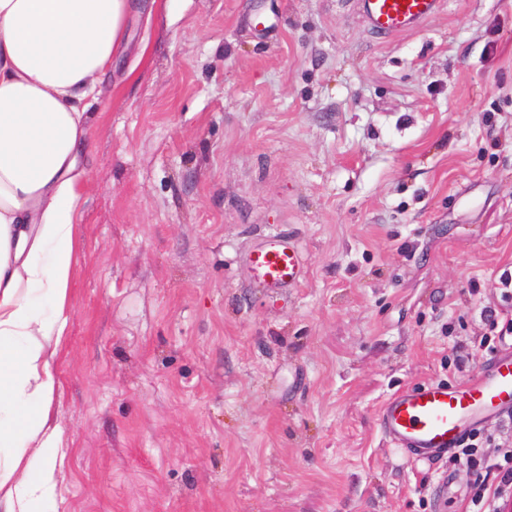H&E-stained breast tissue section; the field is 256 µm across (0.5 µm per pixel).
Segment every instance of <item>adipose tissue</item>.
<instances>
[{
	"mask_svg": "<svg viewBox=\"0 0 512 512\" xmlns=\"http://www.w3.org/2000/svg\"><path fill=\"white\" fill-rule=\"evenodd\" d=\"M135 0H0V512H59L52 401L88 101Z\"/></svg>",
	"mask_w": 512,
	"mask_h": 512,
	"instance_id": "obj_1",
	"label": "adipose tissue"
}]
</instances>
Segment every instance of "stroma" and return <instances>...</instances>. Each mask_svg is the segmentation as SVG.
<instances>
[{"label":"stroma","instance_id":"obj_1","mask_svg":"<svg viewBox=\"0 0 512 512\" xmlns=\"http://www.w3.org/2000/svg\"><path fill=\"white\" fill-rule=\"evenodd\" d=\"M138 2L79 153L59 512H467L484 470L377 413L512 316V0L386 38L359 0ZM268 233L300 287L252 286Z\"/></svg>","mask_w":512,"mask_h":512}]
</instances>
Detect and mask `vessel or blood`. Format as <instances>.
<instances>
[{"instance_id": "b4317fda", "label": "vessel or blood", "mask_w": 512, "mask_h": 512, "mask_svg": "<svg viewBox=\"0 0 512 512\" xmlns=\"http://www.w3.org/2000/svg\"><path fill=\"white\" fill-rule=\"evenodd\" d=\"M439 5L440 0H361L371 30L385 37L418 26ZM247 264L253 287L271 294L297 286L306 270L299 247L277 233L249 250ZM485 414L512 416V347L465 385L432 383L394 395L382 406L378 421L392 447L427 462L456 448Z\"/></svg>"}]
</instances>
